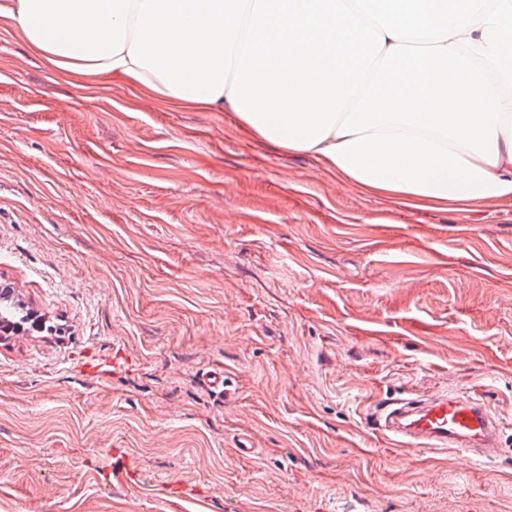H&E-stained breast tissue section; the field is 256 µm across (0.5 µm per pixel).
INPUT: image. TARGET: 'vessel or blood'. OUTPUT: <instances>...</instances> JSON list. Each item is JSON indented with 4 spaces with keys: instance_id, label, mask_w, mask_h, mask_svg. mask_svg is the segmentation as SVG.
Returning <instances> with one entry per match:
<instances>
[{
    "instance_id": "obj_1",
    "label": "vessel or blood",
    "mask_w": 512,
    "mask_h": 512,
    "mask_svg": "<svg viewBox=\"0 0 512 512\" xmlns=\"http://www.w3.org/2000/svg\"><path fill=\"white\" fill-rule=\"evenodd\" d=\"M375 427L403 447H462L488 455L497 447L498 426L485 404L472 397L445 393L428 398H403L374 406Z\"/></svg>"
}]
</instances>
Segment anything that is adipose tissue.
Masks as SVG:
<instances>
[{
  "label": "adipose tissue",
  "instance_id": "1",
  "mask_svg": "<svg viewBox=\"0 0 512 512\" xmlns=\"http://www.w3.org/2000/svg\"><path fill=\"white\" fill-rule=\"evenodd\" d=\"M56 66L413 203L512 198V0H10Z\"/></svg>",
  "mask_w": 512,
  "mask_h": 512
}]
</instances>
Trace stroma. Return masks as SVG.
I'll return each instance as SVG.
<instances>
[{
    "label": "stroma",
    "mask_w": 512,
    "mask_h": 512,
    "mask_svg": "<svg viewBox=\"0 0 512 512\" xmlns=\"http://www.w3.org/2000/svg\"><path fill=\"white\" fill-rule=\"evenodd\" d=\"M0 282L67 328L0 332V512H512V199L363 190L0 12ZM441 392L497 455L375 430Z\"/></svg>",
    "instance_id": "35a3bbf8"
}]
</instances>
